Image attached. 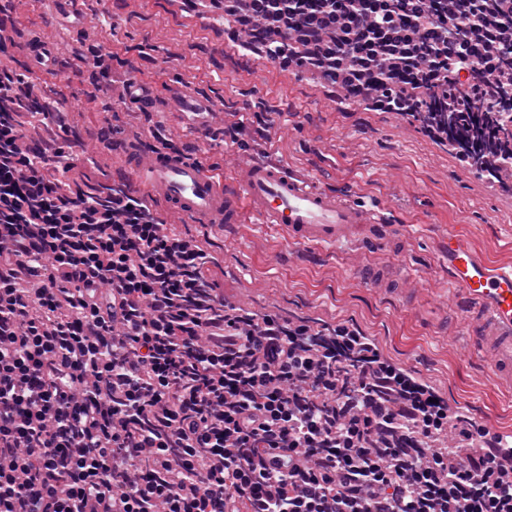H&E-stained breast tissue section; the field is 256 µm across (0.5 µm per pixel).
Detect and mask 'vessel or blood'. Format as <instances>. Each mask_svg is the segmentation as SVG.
Segmentation results:
<instances>
[{"instance_id": "vessel-or-blood-1", "label": "vessel or blood", "mask_w": 512, "mask_h": 512, "mask_svg": "<svg viewBox=\"0 0 512 512\" xmlns=\"http://www.w3.org/2000/svg\"><path fill=\"white\" fill-rule=\"evenodd\" d=\"M29 56L39 72L54 71L48 39L33 41ZM158 102L173 112L201 114L211 109L208 101L182 86L162 96L150 89L129 99L138 112ZM125 173L137 190L164 200L187 222L238 224L251 216L282 228L297 245L335 248L375 236L384 222L381 211L348 202L273 160L245 165L228 184L199 159L154 146L133 154ZM448 276L479 302L483 317L474 331L477 349L490 355L497 383L512 388V266L489 261L462 235L453 234L448 238Z\"/></svg>"}]
</instances>
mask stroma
<instances>
[{
    "mask_svg": "<svg viewBox=\"0 0 512 512\" xmlns=\"http://www.w3.org/2000/svg\"><path fill=\"white\" fill-rule=\"evenodd\" d=\"M53 2L24 0L0 67L29 74L38 88L57 89L60 109L81 113L78 133L98 148L108 182L120 181L124 167L118 144H99L110 127L133 144L164 135L234 180L224 127L241 118L253 134L250 149L386 211L393 243L332 252L289 243L281 229L251 217L224 226L189 223L154 200L177 232L216 257L213 278L226 298L261 316L349 325L453 409L491 432H512V389L495 383L489 361L475 350L469 336L475 304L449 284L446 257L449 234L459 232L491 262L512 265V190L488 185L410 119L331 101L330 87L301 72L238 53L222 21L198 23L176 0H81L88 35L53 31ZM48 32L60 68L39 74L25 42ZM103 70L158 91L184 85L221 107L223 124L200 141L186 115L132 111L112 89H88ZM368 263L385 272L390 290L362 278L359 269Z\"/></svg>",
    "mask_w": 512,
    "mask_h": 512,
    "instance_id": "obj_1",
    "label": "stroma"
}]
</instances>
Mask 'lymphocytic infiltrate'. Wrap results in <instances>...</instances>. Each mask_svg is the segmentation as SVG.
I'll list each match as a JSON object with an SVG mask.
<instances>
[{
	"label": "lymphocytic infiltrate",
	"instance_id": "lymphocytic-infiltrate-1",
	"mask_svg": "<svg viewBox=\"0 0 512 512\" xmlns=\"http://www.w3.org/2000/svg\"><path fill=\"white\" fill-rule=\"evenodd\" d=\"M230 40L372 109L512 112V0H224ZM0 69V512H512V445L370 337L237 308L131 189L91 202Z\"/></svg>",
	"mask_w": 512,
	"mask_h": 512
}]
</instances>
